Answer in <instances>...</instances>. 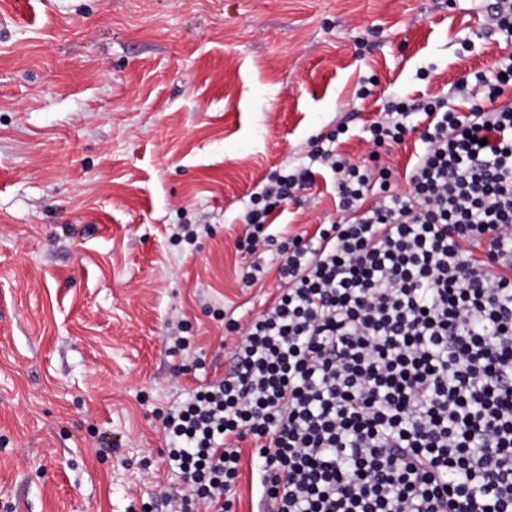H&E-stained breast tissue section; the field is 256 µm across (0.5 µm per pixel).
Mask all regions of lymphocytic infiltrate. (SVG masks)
Returning <instances> with one entry per match:
<instances>
[{
  "mask_svg": "<svg viewBox=\"0 0 512 512\" xmlns=\"http://www.w3.org/2000/svg\"><path fill=\"white\" fill-rule=\"evenodd\" d=\"M512 55L434 98L387 102L366 161L315 138L253 193L237 246L275 247L279 293L228 319L222 377L159 413L170 512H235L242 444L262 512H512ZM418 133L404 185L382 148ZM339 213L270 228L318 170Z\"/></svg>",
  "mask_w": 512,
  "mask_h": 512,
  "instance_id": "1",
  "label": "lymphocytic infiltrate"
}]
</instances>
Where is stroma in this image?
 <instances>
[{"label":"stroma","mask_w":512,"mask_h":512,"mask_svg":"<svg viewBox=\"0 0 512 512\" xmlns=\"http://www.w3.org/2000/svg\"><path fill=\"white\" fill-rule=\"evenodd\" d=\"M493 2L0 0V512H166L158 412L223 375L221 311L277 294L272 253L242 279L250 194L491 71ZM335 217L320 176L271 231Z\"/></svg>","instance_id":"stroma-1"}]
</instances>
